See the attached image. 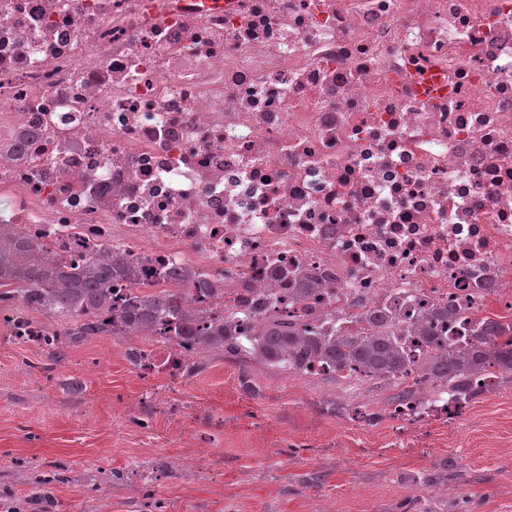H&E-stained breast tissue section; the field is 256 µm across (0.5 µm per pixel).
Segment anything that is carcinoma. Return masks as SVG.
Segmentation results:
<instances>
[{
    "mask_svg": "<svg viewBox=\"0 0 512 512\" xmlns=\"http://www.w3.org/2000/svg\"><path fill=\"white\" fill-rule=\"evenodd\" d=\"M163 289L148 293L140 288V274L128 255L106 250L78 267H67L39 254L32 242L5 238L0 242V286L18 285L27 290L26 306L51 318L74 323L63 338L46 350L43 372L54 369L64 357L63 348L86 339L112 335V325L92 317L117 310L126 336L160 334L184 340L197 349L223 352L250 338L245 355L270 367L291 372L319 367L339 375L344 371L368 378H387L419 371L426 378L448 383L456 396L470 401L480 395L474 382L494 370L512 374V320L478 316L479 305L436 304L409 326L397 324L383 308L371 312L368 325L355 333L329 334L317 325L303 324L290 316L261 318L252 327H241L234 317L200 326L192 307L194 293L206 288ZM289 300L306 301L318 293L316 283L293 279ZM469 328L457 344L445 339L446 332ZM68 476L52 471L28 498L6 504L8 512H26L25 505L42 509L53 506L49 486L67 482Z\"/></svg>",
    "mask_w": 512,
    "mask_h": 512,
    "instance_id": "obj_1",
    "label": "carcinoma"
}]
</instances>
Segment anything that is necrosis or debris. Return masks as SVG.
Segmentation results:
<instances>
[{
    "mask_svg": "<svg viewBox=\"0 0 512 512\" xmlns=\"http://www.w3.org/2000/svg\"><path fill=\"white\" fill-rule=\"evenodd\" d=\"M120 248L200 321L356 329L512 285V0H0V238ZM309 275L292 303L277 270ZM55 334L0 291V335ZM396 405L406 447L458 417Z\"/></svg>",
    "mask_w": 512,
    "mask_h": 512,
    "instance_id": "1",
    "label": "necrosis or debris"
}]
</instances>
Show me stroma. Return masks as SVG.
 <instances>
[{"label": "stroma", "instance_id": "35a3bbf8", "mask_svg": "<svg viewBox=\"0 0 512 512\" xmlns=\"http://www.w3.org/2000/svg\"><path fill=\"white\" fill-rule=\"evenodd\" d=\"M152 342L75 343L41 378L28 366L44 352L0 335L1 496L26 498L62 465L54 512H512V386L401 448V385L350 388L220 352L188 379L143 376L125 352ZM74 380L83 394L66 391ZM346 406L375 418L351 420ZM441 471L446 484L422 485Z\"/></svg>", "mask_w": 512, "mask_h": 512}]
</instances>
